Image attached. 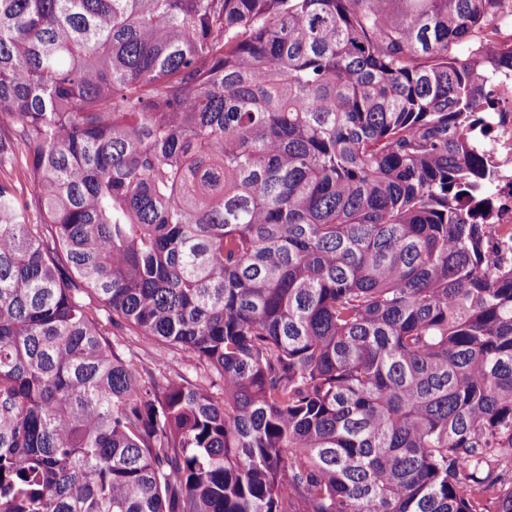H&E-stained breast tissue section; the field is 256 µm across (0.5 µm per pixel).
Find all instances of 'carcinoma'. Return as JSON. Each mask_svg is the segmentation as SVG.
Returning a JSON list of instances; mask_svg holds the SVG:
<instances>
[{
  "label": "carcinoma",
  "mask_w": 512,
  "mask_h": 512,
  "mask_svg": "<svg viewBox=\"0 0 512 512\" xmlns=\"http://www.w3.org/2000/svg\"><path fill=\"white\" fill-rule=\"evenodd\" d=\"M502 24L0 0V512H512ZM481 123L474 130V141L484 147L485 161L495 179L486 203L478 209L486 224L495 225L494 238L502 249L512 242V74L499 77L482 99ZM511 224V225H510Z\"/></svg>",
  "instance_id": "obj_1"
}]
</instances>
